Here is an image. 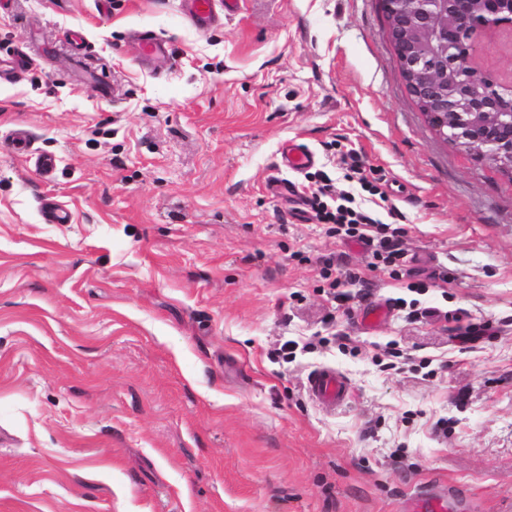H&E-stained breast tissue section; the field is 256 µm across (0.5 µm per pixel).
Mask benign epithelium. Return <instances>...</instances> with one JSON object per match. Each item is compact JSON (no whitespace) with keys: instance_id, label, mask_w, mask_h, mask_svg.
I'll use <instances>...</instances> for the list:
<instances>
[{"instance_id":"obj_1","label":"benign epithelium","mask_w":512,"mask_h":512,"mask_svg":"<svg viewBox=\"0 0 512 512\" xmlns=\"http://www.w3.org/2000/svg\"><path fill=\"white\" fill-rule=\"evenodd\" d=\"M383 35L438 136L512 177V76L478 63L475 39L512 31V0H380Z\"/></svg>"}]
</instances>
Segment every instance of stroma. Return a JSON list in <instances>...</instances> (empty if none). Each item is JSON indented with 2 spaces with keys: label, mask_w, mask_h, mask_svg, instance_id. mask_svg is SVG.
Here are the masks:
<instances>
[{
  "label": "stroma",
  "mask_w": 512,
  "mask_h": 512,
  "mask_svg": "<svg viewBox=\"0 0 512 512\" xmlns=\"http://www.w3.org/2000/svg\"><path fill=\"white\" fill-rule=\"evenodd\" d=\"M383 25L379 0H239L207 31L180 0H0L24 60L0 80V512H401L431 483L512 506V181L433 133ZM294 138L313 168H280ZM320 172L404 225L400 278L317 222ZM341 264L418 316L361 330L323 290ZM140 43L143 56L147 60L167 64L172 59L173 50L166 39L143 33ZM310 395L332 405L344 402L349 396L346 378L335 369L322 368L313 372L308 379Z\"/></svg>",
  "instance_id": "stroma-1"
}]
</instances>
